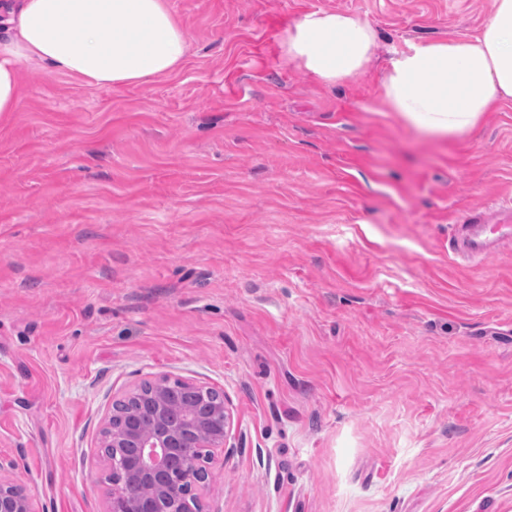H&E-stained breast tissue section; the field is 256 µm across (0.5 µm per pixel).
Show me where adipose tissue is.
Instances as JSON below:
<instances>
[{
    "label": "adipose tissue",
    "instance_id": "ef3b65f1",
    "mask_svg": "<svg viewBox=\"0 0 512 512\" xmlns=\"http://www.w3.org/2000/svg\"><path fill=\"white\" fill-rule=\"evenodd\" d=\"M289 58L333 87L368 71L371 24L343 11L296 19ZM189 42L166 0H6L0 6V113L16 111L20 73L39 67L89 87L140 85L185 62ZM389 111L432 137L472 130L483 113L512 102V0H494L473 35L420 40L394 50L382 81Z\"/></svg>",
    "mask_w": 512,
    "mask_h": 512
}]
</instances>
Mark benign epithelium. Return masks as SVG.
<instances>
[{
	"label": "benign epithelium",
	"instance_id": "obj_1",
	"mask_svg": "<svg viewBox=\"0 0 512 512\" xmlns=\"http://www.w3.org/2000/svg\"><path fill=\"white\" fill-rule=\"evenodd\" d=\"M167 381L151 384L153 422L142 425L131 418L117 428L119 417L112 411L104 431L103 447L108 449L111 484L109 512H203L192 492L197 465L173 472V462L184 447L219 448L224 446L230 417L225 403L202 413L187 412L180 423H170L172 409L166 392ZM12 461L0 459V512H34L26 489L9 477ZM152 486V493L138 497L141 484Z\"/></svg>",
	"mask_w": 512,
	"mask_h": 512
}]
</instances>
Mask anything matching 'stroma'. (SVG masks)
Listing matches in <instances>:
<instances>
[{"label":"stroma","mask_w":512,"mask_h":512,"mask_svg":"<svg viewBox=\"0 0 512 512\" xmlns=\"http://www.w3.org/2000/svg\"><path fill=\"white\" fill-rule=\"evenodd\" d=\"M168 5L177 72L29 68L0 114V458L37 512H107L112 405L165 377L229 410L204 512H512V246L450 247L512 199V104L437 138L380 88L492 0ZM317 10L372 24L368 73L288 60Z\"/></svg>","instance_id":"1"}]
</instances>
